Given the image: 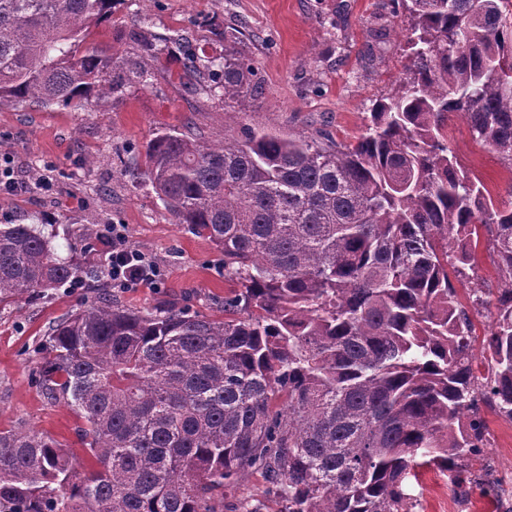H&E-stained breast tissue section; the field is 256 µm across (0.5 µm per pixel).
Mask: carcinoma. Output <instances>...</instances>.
Wrapping results in <instances>:
<instances>
[{
    "label": "carcinoma",
    "instance_id": "1",
    "mask_svg": "<svg viewBox=\"0 0 512 512\" xmlns=\"http://www.w3.org/2000/svg\"><path fill=\"white\" fill-rule=\"evenodd\" d=\"M123 0H0V105L82 108L144 85L137 53L80 50ZM413 68L352 146L245 128L200 142L154 133L147 182L175 223L224 252V319L187 307L87 301L49 338L35 381L87 423L90 470L50 435L0 431V512H224L250 469L279 512H414L408 481L434 466L459 494L498 498L474 474L512 422V208L458 161L448 113L512 165V0H402ZM180 43L181 76L246 105L251 59ZM457 45L448 50V43ZM496 263V313L474 354L455 283L479 228ZM34 224H0V304L90 278Z\"/></svg>",
    "mask_w": 512,
    "mask_h": 512
}]
</instances>
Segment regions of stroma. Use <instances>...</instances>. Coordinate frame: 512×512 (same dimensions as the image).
<instances>
[{
    "instance_id": "obj_1",
    "label": "stroma",
    "mask_w": 512,
    "mask_h": 512,
    "mask_svg": "<svg viewBox=\"0 0 512 512\" xmlns=\"http://www.w3.org/2000/svg\"><path fill=\"white\" fill-rule=\"evenodd\" d=\"M395 7L394 0H123L107 22L91 28L86 45L132 52L126 34L134 17L144 15L153 34L218 55L222 31L233 27L244 34L261 93L241 116L236 105L192 92L177 65L163 61L148 86L86 110L0 106V158L10 160L18 181L37 175L47 183L0 192V224L38 225L59 256L86 263L91 223L126 225L132 242L166 267L167 280L156 289H110L114 302L128 309L179 303L223 317V254L174 223L152 187L130 183L124 166L142 163L139 147L165 128L190 129L206 143L240 136L246 127L355 142L375 101L394 91L409 63ZM448 140L499 205H512V165L477 144L460 114L448 116ZM97 295V283L87 280L0 306V429L22 423L47 433L81 465L88 461L79 439L84 421L43 396L35 371L38 349L56 326ZM482 414L490 446L479 466L502 486L498 506L476 493L458 497L448 475L429 469L410 483L420 512H512V422L487 408Z\"/></svg>"
}]
</instances>
